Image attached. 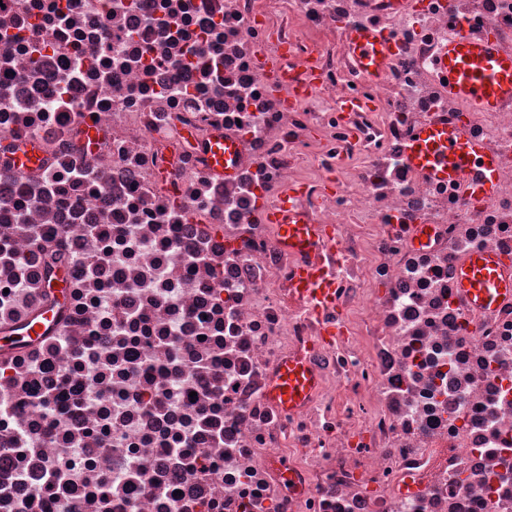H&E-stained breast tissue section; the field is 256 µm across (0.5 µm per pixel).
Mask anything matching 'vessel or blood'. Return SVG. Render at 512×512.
<instances>
[{"instance_id":"b4317fda","label":"vessel or blood","mask_w":512,"mask_h":512,"mask_svg":"<svg viewBox=\"0 0 512 512\" xmlns=\"http://www.w3.org/2000/svg\"><path fill=\"white\" fill-rule=\"evenodd\" d=\"M348 43L362 70L377 78L386 68L391 48L379 34L360 30L349 33ZM439 66L448 73V86L475 111H493L498 102L512 96V56L498 53L492 45L464 39L448 42V52ZM235 147L223 134H215L207 147L208 169L216 175L231 173ZM411 165L439 181L472 179L475 192L486 198L496 189L497 163L482 144L468 140L454 127L426 125L411 139L408 147ZM41 145L34 140L21 141L11 157L15 170L30 172L40 167ZM296 190H289L267 213L275 228L279 246L295 253L314 252L322 236L321 229L308 223L295 205ZM295 291L312 308L331 302L333 290L320 264H306L295 270ZM458 288L471 309L484 310L512 299V275L504 272L500 259L490 253H476L460 266ZM316 385V377L307 361L289 358L277 370L268 391L269 400L291 412L305 403Z\"/></svg>"}]
</instances>
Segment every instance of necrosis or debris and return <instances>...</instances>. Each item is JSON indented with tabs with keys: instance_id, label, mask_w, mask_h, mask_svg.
Returning a JSON list of instances; mask_svg holds the SVG:
<instances>
[{
	"instance_id": "necrosis-or-debris-1",
	"label": "necrosis or debris",
	"mask_w": 512,
	"mask_h": 512,
	"mask_svg": "<svg viewBox=\"0 0 512 512\" xmlns=\"http://www.w3.org/2000/svg\"><path fill=\"white\" fill-rule=\"evenodd\" d=\"M270 2L0 0V327L43 310L49 254L72 280L0 356V512H512V301L457 288L472 253L512 268V99L473 111L438 66L456 36L512 55V0ZM429 123L496 155L492 197L412 167ZM291 187L330 235L318 316L265 220ZM293 355L318 386L288 413ZM347 39L362 70L372 78H379L385 71L391 54L388 42L379 34L368 30L353 31ZM235 147L231 141L224 140V135L216 133L207 147L208 170L216 175L224 176L232 172L233 164L229 161L234 158ZM43 159L41 145L35 140H21L20 149L11 157L12 166L16 171L28 173L40 167ZM316 377L309 363L299 358L283 361L268 391L269 400L283 411H294L309 398Z\"/></svg>"
}]
</instances>
